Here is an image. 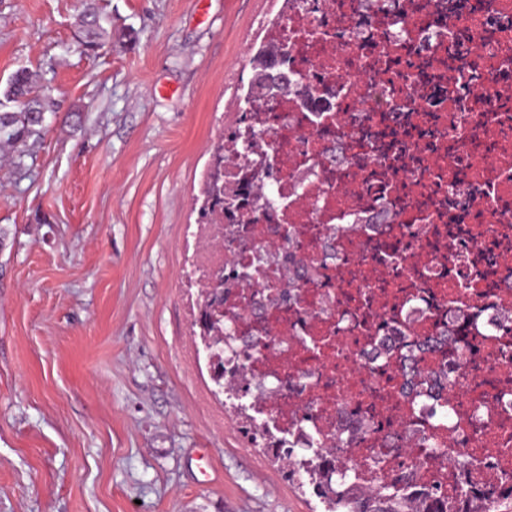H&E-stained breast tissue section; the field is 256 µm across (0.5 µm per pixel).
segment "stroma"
<instances>
[{
  "label": "stroma",
  "instance_id": "1",
  "mask_svg": "<svg viewBox=\"0 0 512 512\" xmlns=\"http://www.w3.org/2000/svg\"><path fill=\"white\" fill-rule=\"evenodd\" d=\"M0 0V512H319L239 432L193 324L204 181L279 0ZM84 45L91 49L100 47L106 36V30L100 23V18L95 10L88 7L81 20ZM36 84V75L22 69L0 92V146H26L30 139L35 141L40 136L45 112ZM8 103L16 104V108L1 110Z\"/></svg>",
  "mask_w": 512,
  "mask_h": 512
}]
</instances>
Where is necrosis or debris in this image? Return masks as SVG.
Returning a JSON list of instances; mask_svg holds the SVG:
<instances>
[{
  "label": "necrosis or debris",
  "mask_w": 512,
  "mask_h": 512,
  "mask_svg": "<svg viewBox=\"0 0 512 512\" xmlns=\"http://www.w3.org/2000/svg\"><path fill=\"white\" fill-rule=\"evenodd\" d=\"M263 39L288 92L224 181L286 204L216 209L195 263L268 274L224 300L225 379L297 472L340 437L365 487L512 485V5L296 0ZM411 359L453 367L450 397Z\"/></svg>",
  "instance_id": "1"
}]
</instances>
